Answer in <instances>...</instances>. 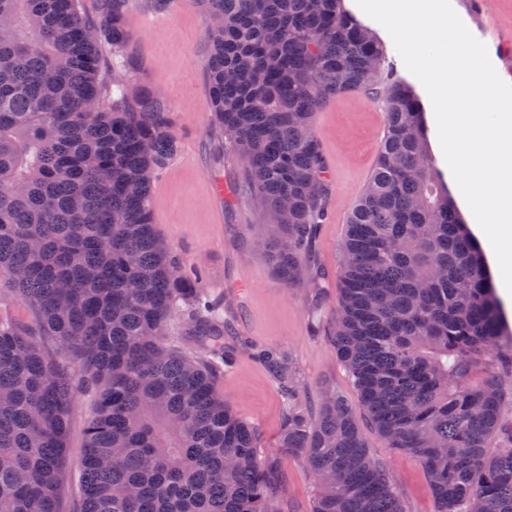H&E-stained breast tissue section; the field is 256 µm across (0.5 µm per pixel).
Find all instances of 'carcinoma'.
<instances>
[{
    "instance_id": "1",
    "label": "carcinoma",
    "mask_w": 512,
    "mask_h": 512,
    "mask_svg": "<svg viewBox=\"0 0 512 512\" xmlns=\"http://www.w3.org/2000/svg\"><path fill=\"white\" fill-rule=\"evenodd\" d=\"M340 2L192 0L215 125L264 205L256 246L285 286L317 288L315 114L349 92L381 100L342 245L336 357L375 432L424 469L436 512H512V385L472 376L505 335L493 282L429 157L420 99L382 79V42ZM136 3L99 0L92 24L80 0H0V288L35 312L0 314V512H60L70 405L92 387L80 512H279V462L259 460L256 428L218 388L232 352L202 267L153 224L151 174L177 141L160 92L128 91ZM181 307L198 355L164 343ZM254 356L288 400L279 445L311 473L314 512H407L336 389L312 405L280 347Z\"/></svg>"
}]
</instances>
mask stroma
<instances>
[{
    "mask_svg": "<svg viewBox=\"0 0 512 512\" xmlns=\"http://www.w3.org/2000/svg\"><path fill=\"white\" fill-rule=\"evenodd\" d=\"M475 38L481 39L497 73L512 84V0H451ZM131 41L126 56L131 87H149L163 95L177 151L169 164L153 173V219L158 234L174 255L205 270V292L218 304L240 342L234 364L219 382L225 402L252 423L261 453L277 457L288 489L279 512H313L314 481L300 463L279 446L285 399L272 376L250 355L252 344H276L298 370L301 394L316 402L331 385L350 403L361 428L367 413L359 402L347 370L336 359L326 335H311L309 324H331L340 294L344 214L350 210L372 174L385 134L380 100L351 92L327 100L316 114V128L329 184L328 209L335 223H323L316 255L327 272L324 304L314 308L313 288L284 287L255 246L263 231L264 209L258 196L244 193L248 180L231 148L212 134L209 110L208 21L191 0H171L158 8L155 0H138L128 17ZM222 187L213 200L210 184ZM251 280L248 295L235 290L237 281ZM93 392L77 394L71 408L66 467L60 494L61 512H79L83 429L93 408ZM373 457L383 462L407 512H435L424 469L415 460L388 448L371 435Z\"/></svg>",
    "mask_w": 512,
    "mask_h": 512,
    "instance_id": "35a3bbf8",
    "label": "stroma"
}]
</instances>
